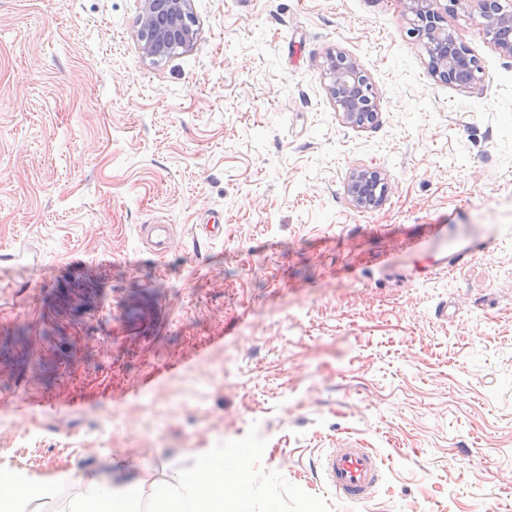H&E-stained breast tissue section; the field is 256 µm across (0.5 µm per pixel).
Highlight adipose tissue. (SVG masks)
Listing matches in <instances>:
<instances>
[{"mask_svg": "<svg viewBox=\"0 0 512 512\" xmlns=\"http://www.w3.org/2000/svg\"><path fill=\"white\" fill-rule=\"evenodd\" d=\"M250 471V457L244 453L217 462L202 460L195 471L157 489L153 512H242L251 492ZM10 484V495L0 497V512H32L34 502L53 499L66 484L77 485L79 492L59 512H136L141 495L140 482H117L107 475L69 473L49 483L14 476Z\"/></svg>", "mask_w": 512, "mask_h": 512, "instance_id": "obj_1", "label": "adipose tissue"}]
</instances>
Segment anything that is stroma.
I'll return each instance as SVG.
<instances>
[{
  "instance_id": "1",
  "label": "stroma",
  "mask_w": 512,
  "mask_h": 512,
  "mask_svg": "<svg viewBox=\"0 0 512 512\" xmlns=\"http://www.w3.org/2000/svg\"><path fill=\"white\" fill-rule=\"evenodd\" d=\"M191 7L155 62L137 0H0V474L123 471L145 510L246 452L252 512H512V56L474 7L444 17L472 89L401 0ZM337 51L375 123H342ZM361 166L379 209L348 199ZM427 224L492 246L442 273L401 245ZM355 442L385 466L350 505L319 461ZM411 27L408 35L422 42L429 56V69L437 81L458 88H474L482 82V69L469 48L442 25L441 0H402ZM325 76L327 93L343 123L359 128L377 119L372 83L354 57L340 51L329 55ZM346 193L355 208L373 210L382 205L388 193V184L380 171L358 168L348 176Z\"/></svg>"
}]
</instances>
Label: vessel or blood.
<instances>
[{
	"instance_id": "b4317fda",
	"label": "vessel or blood",
	"mask_w": 512,
	"mask_h": 512,
	"mask_svg": "<svg viewBox=\"0 0 512 512\" xmlns=\"http://www.w3.org/2000/svg\"><path fill=\"white\" fill-rule=\"evenodd\" d=\"M448 240V227L444 224L425 225L419 235L405 237L403 245L410 250H422L433 243ZM488 243L482 238H470L468 243L452 251L446 268L452 269L487 250ZM320 467L324 481L342 501L358 504L375 492L383 475L382 463L371 449L354 444L330 449L322 458Z\"/></svg>"
}]
</instances>
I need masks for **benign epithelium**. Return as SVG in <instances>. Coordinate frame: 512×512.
Wrapping results in <instances>:
<instances>
[{"mask_svg": "<svg viewBox=\"0 0 512 512\" xmlns=\"http://www.w3.org/2000/svg\"><path fill=\"white\" fill-rule=\"evenodd\" d=\"M410 14L408 35L423 43L429 56V69L437 81L458 88H473L482 82V69L469 48L442 25V11L476 3L486 20V34L495 48L512 55V10L500 0H402ZM197 21L190 0H141L138 41L142 54L154 61L170 58L188 48L197 36ZM327 93L341 114L343 123L364 127L378 117L375 93L369 77L358 61L344 52L327 58ZM346 193L360 210L380 207L388 193V184L380 171L358 168L348 176Z\"/></svg>", "mask_w": 512, "mask_h": 512, "instance_id": "7a95c632", "label": "benign epithelium"}]
</instances>
